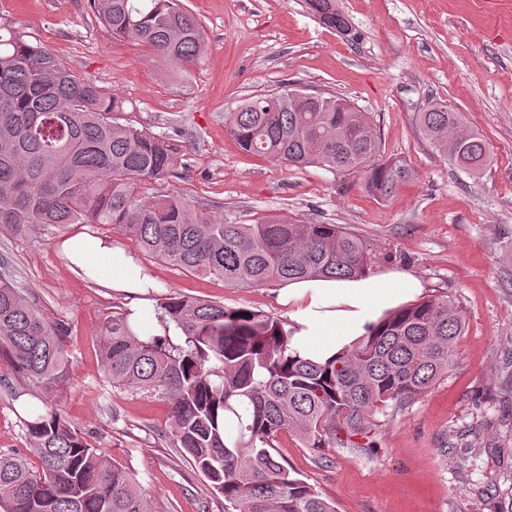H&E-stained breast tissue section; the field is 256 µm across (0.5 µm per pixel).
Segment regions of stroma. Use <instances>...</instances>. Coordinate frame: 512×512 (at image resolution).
<instances>
[{
	"instance_id": "stroma-1",
	"label": "stroma",
	"mask_w": 512,
	"mask_h": 512,
	"mask_svg": "<svg viewBox=\"0 0 512 512\" xmlns=\"http://www.w3.org/2000/svg\"><path fill=\"white\" fill-rule=\"evenodd\" d=\"M200 20L205 50L183 69L149 47L113 42L88 0H0V23L26 32L99 86L132 102L123 118L181 145L167 190L241 223L281 215L357 233L372 274L418 277L424 295L456 300L466 332L448 377L383 421L377 446L327 448L321 458L284 435L280 454L336 512H498L497 448L512 446V0H339L353 37L319 25L301 0H183ZM334 94L369 113L385 157L413 178L388 198L360 175L290 169L243 151L224 113L284 83ZM460 112L490 145L479 178L452 167L423 139L414 114L430 102ZM72 224L0 230V273L25 289L65 334L60 386L24 380L0 354V454H36L26 439L30 407L47 404L93 446L126 466L156 512H224V499L172 446L164 398L115 387L99 358L101 322L126 308L104 280L74 273L60 251ZM139 260L158 287L151 301L189 296L287 320L280 285L229 288L143 251L92 224Z\"/></svg>"
}]
</instances>
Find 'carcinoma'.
Returning a JSON list of instances; mask_svg holds the SVG:
<instances>
[{
  "instance_id": "1",
  "label": "carcinoma",
  "mask_w": 512,
  "mask_h": 512,
  "mask_svg": "<svg viewBox=\"0 0 512 512\" xmlns=\"http://www.w3.org/2000/svg\"><path fill=\"white\" fill-rule=\"evenodd\" d=\"M117 42H136L180 67L204 49L199 19L182 0H89ZM320 24L346 36L337 0H303ZM286 83L224 113V128L245 152L289 168L365 175L388 197L412 176L383 159L366 112L336 96L296 100ZM126 101L60 60L40 42L0 25V227L105 224L146 252L231 288L351 279L371 257L336 224L272 215L242 224L170 193L165 182L179 145L122 121ZM431 146L477 174L491 163L484 136L439 102L416 113ZM170 336L136 335L129 311L103 321L101 367L113 386L147 391L172 405L174 447L224 498V512H336L278 454L291 433L321 458L325 448H371L381 419L408 409L457 365L466 325L455 300L432 295L387 313L351 349L324 364L291 347L292 331L261 311L193 297L160 303ZM0 351L34 385L64 377L62 329L48 322L0 273ZM35 472L21 454H0V512H152L133 473L108 460L59 412L25 421ZM355 436L365 439L358 444Z\"/></svg>"
}]
</instances>
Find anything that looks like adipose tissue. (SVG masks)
<instances>
[{
	"label": "adipose tissue",
	"instance_id": "1",
	"mask_svg": "<svg viewBox=\"0 0 512 512\" xmlns=\"http://www.w3.org/2000/svg\"><path fill=\"white\" fill-rule=\"evenodd\" d=\"M74 268L90 277L111 269L110 287L130 294L129 323L136 334H164L150 319L147 295L155 283L136 257L105 239L77 233L61 244ZM421 281L409 273H388L350 280L293 281L281 290L294 325L292 346L301 356L323 362L337 356L362 336L386 310L414 301Z\"/></svg>",
	"mask_w": 512,
	"mask_h": 512
}]
</instances>
